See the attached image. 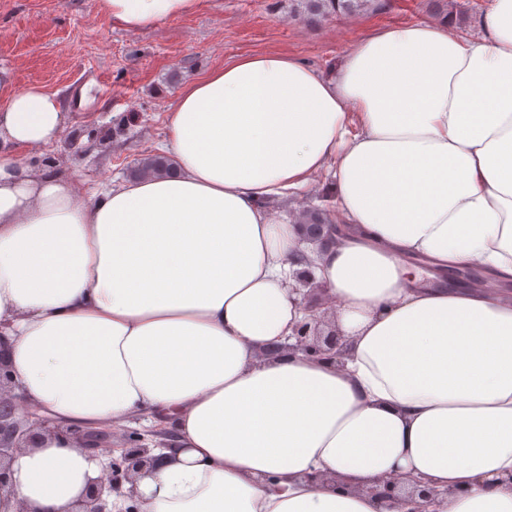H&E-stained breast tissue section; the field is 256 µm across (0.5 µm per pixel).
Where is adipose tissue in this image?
<instances>
[{
    "label": "adipose tissue",
    "instance_id": "1",
    "mask_svg": "<svg viewBox=\"0 0 512 512\" xmlns=\"http://www.w3.org/2000/svg\"><path fill=\"white\" fill-rule=\"evenodd\" d=\"M98 2L140 30L198 0ZM169 112L175 172L88 194L9 153L57 141L58 94L0 87V346L57 426L0 512H70L105 460L65 428L140 412L174 434L142 512H377L395 477L427 512H512V0L372 31L328 75L241 57ZM323 173L348 229L315 247L269 204ZM301 269L341 360L294 348Z\"/></svg>",
    "mask_w": 512,
    "mask_h": 512
}]
</instances>
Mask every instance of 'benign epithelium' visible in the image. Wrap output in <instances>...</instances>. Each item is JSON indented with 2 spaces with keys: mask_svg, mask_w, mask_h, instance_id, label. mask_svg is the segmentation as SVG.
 I'll return each instance as SVG.
<instances>
[{
  "mask_svg": "<svg viewBox=\"0 0 512 512\" xmlns=\"http://www.w3.org/2000/svg\"><path fill=\"white\" fill-rule=\"evenodd\" d=\"M297 343L295 348L306 353L324 354L334 359L343 354L342 336L332 329L322 334L319 327L306 321L295 328ZM12 375L4 349L0 346V501L12 496L13 484L10 462L15 452L35 447L41 439L40 430L46 420L37 411L23 407V402L12 396ZM30 421L28 429L19 428L16 420L17 411ZM69 434L79 446L96 456L108 458V465L103 476L91 481L81 497L73 505L71 512H111L108 498L111 493L127 482L135 484L136 475L153 466L155 458L149 455L150 449L141 443H134L128 448L120 449L119 457H113L115 449L110 444L96 440L92 433L80 428L69 429ZM398 483L386 481L384 491L378 493V512H390Z\"/></svg>",
  "mask_w": 512,
  "mask_h": 512,
  "instance_id": "obj_1",
  "label": "benign epithelium"
}]
</instances>
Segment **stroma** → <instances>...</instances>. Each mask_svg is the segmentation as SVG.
<instances>
[{
  "instance_id": "obj_1",
  "label": "stroma",
  "mask_w": 512,
  "mask_h": 512,
  "mask_svg": "<svg viewBox=\"0 0 512 512\" xmlns=\"http://www.w3.org/2000/svg\"><path fill=\"white\" fill-rule=\"evenodd\" d=\"M434 18L428 0H378L316 23L297 0H199L191 13L134 31L97 0H0V84L59 93L67 112L58 141L11 155L89 191L125 181L166 141L172 99L205 72L281 53L328 74L367 32Z\"/></svg>"
}]
</instances>
